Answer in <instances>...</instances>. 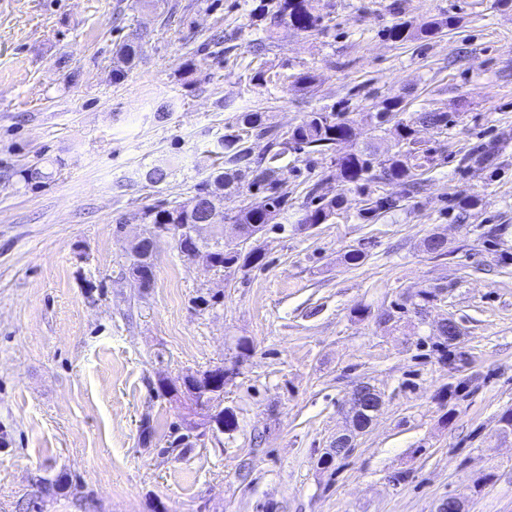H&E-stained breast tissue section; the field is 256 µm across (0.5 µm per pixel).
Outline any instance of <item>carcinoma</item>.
<instances>
[{
	"instance_id": "carcinoma-1",
	"label": "carcinoma",
	"mask_w": 512,
	"mask_h": 512,
	"mask_svg": "<svg viewBox=\"0 0 512 512\" xmlns=\"http://www.w3.org/2000/svg\"><path fill=\"white\" fill-rule=\"evenodd\" d=\"M252 14L269 20L266 32L273 34V28L286 24L295 30L313 32L319 30L322 15L314 4V0H259L252 9ZM458 24V19L450 15L444 19L429 23L420 30V35L431 38L443 29H452ZM389 36L398 41L407 40L415 33L407 21H397L387 29ZM402 100L398 96L389 97L381 102V108L376 112L378 125L393 121L396 113L402 111ZM424 122L435 128L448 126L450 119L446 112H424L415 119L394 121L390 133L402 151L381 159L374 150L365 148L340 158L336 165L341 180L347 184H360L371 177L374 169L382 170L384 177L390 180L410 181L418 185L417 171L423 170L432 160L431 152L418 155L413 149L414 124ZM243 126L258 131L260 135L269 136L271 143L268 152L258 158L242 144L240 134L228 133L220 140L224 167L222 170L210 173L201 183L196 185L195 198L198 204L206 205L205 196L224 190L231 184L238 183L247 175H252L248 188L256 189L264 194V203L270 212L280 214L288 209V191L277 177L278 163L288 149H309L311 152L329 150L333 146L348 141L352 136V126L346 118V113L332 110H320L309 113L307 119L296 126L287 136L282 137L264 125L262 115L258 112L241 114ZM310 194L317 199L315 208L307 211L312 224H324L333 214L340 200L336 197L326 199L317 194V188H312ZM142 219L149 224H194L197 221L195 211L189 210L181 202L172 206L159 205L143 212ZM237 222L247 226L248 233L261 231L267 225V213L255 208H245L237 217Z\"/></svg>"
}]
</instances>
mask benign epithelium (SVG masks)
Returning <instances> with one entry per match:
<instances>
[{
	"label": "benign epithelium",
	"instance_id": "1",
	"mask_svg": "<svg viewBox=\"0 0 512 512\" xmlns=\"http://www.w3.org/2000/svg\"><path fill=\"white\" fill-rule=\"evenodd\" d=\"M223 217V212L216 206L207 208L205 220L199 224H188L179 227V231L189 241L197 243L202 239L205 229L211 223H217ZM169 231L165 225H155L150 233L136 241L139 247V257L151 259L154 243L160 235H167ZM236 366H227L223 363L214 365L207 370L190 374L182 379L181 386L172 388V391L179 392L186 396L193 404L196 412L202 417V426L213 432H224V383L236 375ZM351 406L350 425L348 431L336 437L334 452L340 456L352 445L357 433L365 430L371 425V420L377 415L382 405L380 393L374 386L368 383L357 385L349 399ZM366 413L369 421L360 426L355 421V415Z\"/></svg>",
	"mask_w": 512,
	"mask_h": 512
}]
</instances>
